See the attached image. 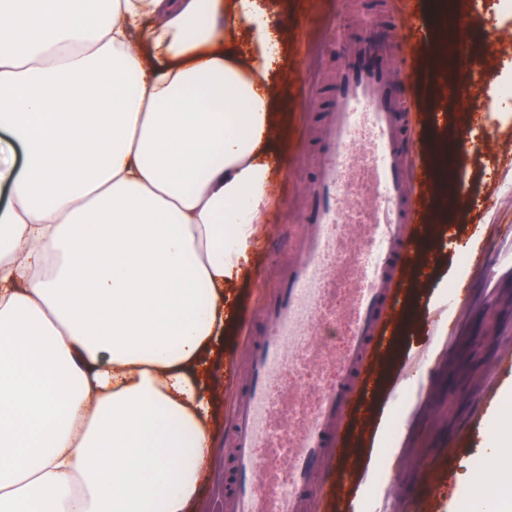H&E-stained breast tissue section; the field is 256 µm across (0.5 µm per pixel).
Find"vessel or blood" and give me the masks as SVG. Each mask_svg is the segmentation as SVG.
<instances>
[{
  "label": "vessel or blood",
  "instance_id": "1",
  "mask_svg": "<svg viewBox=\"0 0 512 512\" xmlns=\"http://www.w3.org/2000/svg\"><path fill=\"white\" fill-rule=\"evenodd\" d=\"M376 66L345 63L318 113L320 164L305 203L301 240L289 252L277 288L261 307V336L248 347L246 393L233 405L225 441V512H311L315 500L335 496L349 480L345 462L360 412L377 396L375 369L397 329L403 289L417 285L414 227L426 223L422 189L435 167L407 160L414 92L400 89L388 43L376 33L354 41ZM343 294V311L329 307ZM340 319V356L316 338L318 325ZM305 360L320 378L308 404H289L288 424L270 383ZM277 448L286 469L264 474L262 452Z\"/></svg>",
  "mask_w": 512,
  "mask_h": 512
}]
</instances>
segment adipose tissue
I'll list each match as a JSON object with an SVG mask.
<instances>
[{"mask_svg":"<svg viewBox=\"0 0 512 512\" xmlns=\"http://www.w3.org/2000/svg\"><path fill=\"white\" fill-rule=\"evenodd\" d=\"M280 62L257 0H0V512L197 502Z\"/></svg>","mask_w":512,"mask_h":512,"instance_id":"obj_1","label":"adipose tissue"}]
</instances>
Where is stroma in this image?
Listing matches in <instances>:
<instances>
[{
    "instance_id": "35a3bbf8",
    "label": "stroma",
    "mask_w": 512,
    "mask_h": 512,
    "mask_svg": "<svg viewBox=\"0 0 512 512\" xmlns=\"http://www.w3.org/2000/svg\"><path fill=\"white\" fill-rule=\"evenodd\" d=\"M279 31L288 61L272 82L285 104L279 155L287 177L272 183L274 203L254 245V273L235 284L240 310L232 335L215 345L246 378L245 341L248 326L257 325L262 293L274 288L276 277L300 233L304 214L298 199L303 185L316 171V120L306 104L336 81L350 37L376 25L382 35L403 34L416 16L435 26L436 0H415L416 10L401 8V0H318L308 13L307 0H262ZM476 26L498 31L505 46L494 69L479 75L474 59L452 66L450 74L466 77L463 101L446 105L448 126L468 119V129L479 151L460 156L453 180L459 194L447 210H434L431 223L419 225L421 252L431 260V271L420 286L408 289L410 308L405 323L380 370L383 395L367 418L360 421L368 434L373 421L393 411L390 428L398 451L376 470H369L367 454L352 457V479L337 497L316 502L313 512H407L417 499L424 512H457L461 498L459 476L473 458L482 456L493 416L512 422V371L490 374L496 359L512 362V101L488 111L498 75L512 74V15L497 0H473ZM436 41L416 52L409 81L416 91V107L408 118L415 129L410 146L413 163L430 157L441 130L428 126L427 115L436 101L430 88L437 69ZM479 239V253L489 266L468 262L471 239ZM476 289L465 313L448 309L452 289ZM445 342L430 368L416 373L413 360L426 354L437 337ZM412 376L410 384L390 381L393 370ZM239 391L236 385L219 387L214 394L213 430L220 444L200 490L201 512H224V467L229 450L221 441ZM397 474L408 498L387 492L388 474Z\"/></svg>"
}]
</instances>
